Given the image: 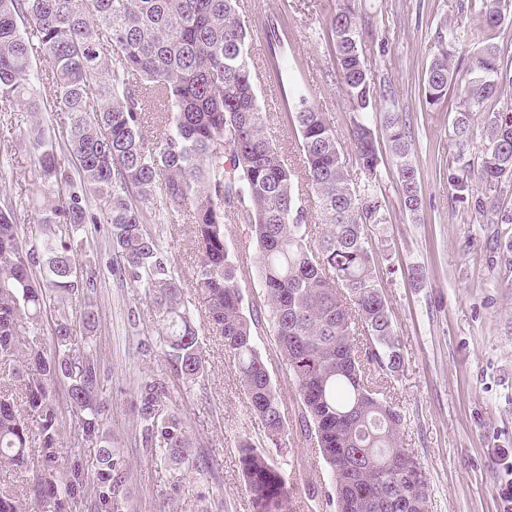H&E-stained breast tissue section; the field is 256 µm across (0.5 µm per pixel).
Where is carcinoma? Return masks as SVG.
I'll use <instances>...</instances> for the list:
<instances>
[{
    "mask_svg": "<svg viewBox=\"0 0 512 512\" xmlns=\"http://www.w3.org/2000/svg\"><path fill=\"white\" fill-rule=\"evenodd\" d=\"M238 3L0 0V102L36 112L46 84L53 88L52 111L67 115L59 134L32 124L24 135L34 149V175L49 189L38 223L70 228L55 242L33 243L18 232L17 202L0 201V461L28 466L34 441L41 457L31 486L0 483V512H24L23 497L37 512H67L89 495L95 512L122 509L127 471L112 448L99 400L100 362L92 349L74 347L76 321L68 307L69 296L96 287V257L84 252L80 239L91 198L103 203L97 221L110 226L112 274L145 290L178 378L199 381L204 364L183 280L161 249L156 225L174 224L184 214L196 241L192 288L204 296L209 325L233 356L273 449H282L288 420L254 344L265 324L298 393L300 431L316 441L328 469L336 512H428L427 475L401 445L404 418L366 376L370 370L395 373L403 364L366 234L369 225L385 223V204L370 184L351 188L326 113L308 96L291 95L281 120L298 139L307 194L319 208L322 228L312 242L292 171L266 133L268 116L249 62L251 34L238 19ZM507 4L473 0L474 22L495 31ZM330 29L337 74L356 112L350 140L357 161L369 178L377 177L374 127L381 126L396 162L401 205L415 215L422 195L410 129L400 113L378 111L386 89L365 62L355 0H342ZM39 56L43 68L34 64ZM466 73L451 123V197L480 223L512 224V208L504 206L512 191V107L491 104L512 87V65L487 42L470 56ZM455 79L448 53L435 57L424 84L425 109L438 106ZM149 98L167 107L156 116L160 132L152 141L142 133ZM478 112L486 114L488 148L474 160L467 148ZM158 192L169 205L164 211L155 202ZM226 219L249 226L257 253L263 301L249 309L241 287L248 267L226 244ZM52 300L56 315L48 341L38 324ZM358 327L369 343L362 352L354 338ZM59 381L67 384L76 440L98 447L91 477L77 460L60 468V413L53 398ZM17 386L19 401L9 393ZM170 402L169 382L153 376L141 383L132 409L145 446L167 464L175 491L183 469L199 465ZM271 450L248 441L239 447L252 512H295Z\"/></svg>",
    "mask_w": 512,
    "mask_h": 512,
    "instance_id": "cac0c4a2",
    "label": "carcinoma"
}]
</instances>
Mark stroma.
I'll return each instance as SVG.
<instances>
[{
	"instance_id": "stroma-1",
	"label": "stroma",
	"mask_w": 512,
	"mask_h": 512,
	"mask_svg": "<svg viewBox=\"0 0 512 512\" xmlns=\"http://www.w3.org/2000/svg\"><path fill=\"white\" fill-rule=\"evenodd\" d=\"M341 0H241L239 18L252 34L251 61L259 102L270 115L268 133L296 173L304 163L291 129L280 122L284 100L297 91L311 97L336 132L350 183L363 187L350 140L353 112L336 78V57L328 20ZM361 46L372 74L393 90L379 110L402 112L411 127L412 162L418 171L423 207L410 215L400 205L390 153H383L376 190L385 200L386 221L368 235L377 275L390 304L403 365L396 374L378 375L375 389L404 415L402 445L425 468L431 485L429 512H504L512 489V265H506L496 239L512 237V224H480L453 202L448 167L455 149L451 118L460 92L450 88L436 108L424 110L422 93L428 67L443 48L455 59L470 57L486 36L470 14V0H356ZM274 21L281 43L270 49L264 33ZM278 54L283 74L268 68ZM39 121L61 128V112L0 111V199L23 201L18 215L23 237L39 236L37 201L42 194L34 176V151L23 136ZM161 245L183 278L195 260L193 228L165 226ZM87 247L97 250L99 286L93 298L99 323L93 334L77 330V347L91 346L101 361L103 390L112 446L128 471L124 512H251L238 463L239 445L267 444L241 387L236 364L220 336L210 334L207 305L193 288L185 297L198 328L205 358L200 381L183 383L160 348L151 306L142 289L121 285L110 265L114 251L105 227L89 233ZM426 278L416 283L414 268ZM287 419L297 414L298 394L271 331L254 338ZM172 377L174 408L202 458L204 472L185 473L179 492L168 485L163 462L142 448L132 401L144 378ZM62 413L60 463L92 466L95 447L75 446L67 418L65 386H57ZM273 459L285 472L296 512H334L333 487L318 463L310 439L289 432L288 445Z\"/></svg>"
}]
</instances>
